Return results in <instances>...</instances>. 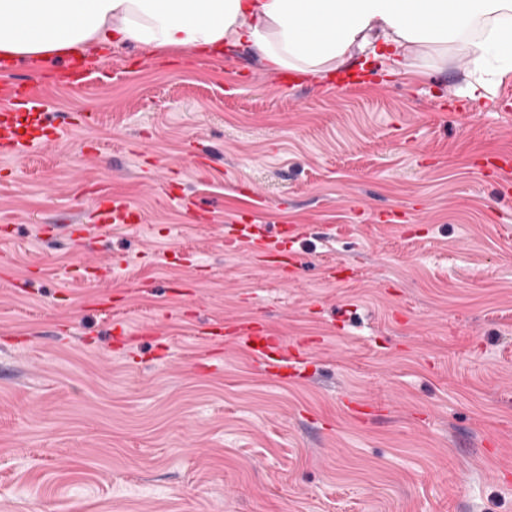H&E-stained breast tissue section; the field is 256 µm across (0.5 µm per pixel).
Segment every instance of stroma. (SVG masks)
I'll return each mask as SVG.
<instances>
[{"label": "stroma", "mask_w": 512, "mask_h": 512, "mask_svg": "<svg viewBox=\"0 0 512 512\" xmlns=\"http://www.w3.org/2000/svg\"><path fill=\"white\" fill-rule=\"evenodd\" d=\"M415 64L23 61L96 121L0 156V512H512V74L473 98L463 44ZM100 190L139 233L92 232ZM252 195L290 282L224 250ZM256 320L307 342L301 375L213 332Z\"/></svg>", "instance_id": "1"}]
</instances>
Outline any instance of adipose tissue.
Listing matches in <instances>:
<instances>
[{"label": "adipose tissue", "instance_id": "1", "mask_svg": "<svg viewBox=\"0 0 512 512\" xmlns=\"http://www.w3.org/2000/svg\"><path fill=\"white\" fill-rule=\"evenodd\" d=\"M464 42L476 95L512 71V0H0V55L57 60L94 44L255 51L271 72L333 73Z\"/></svg>", "mask_w": 512, "mask_h": 512}]
</instances>
